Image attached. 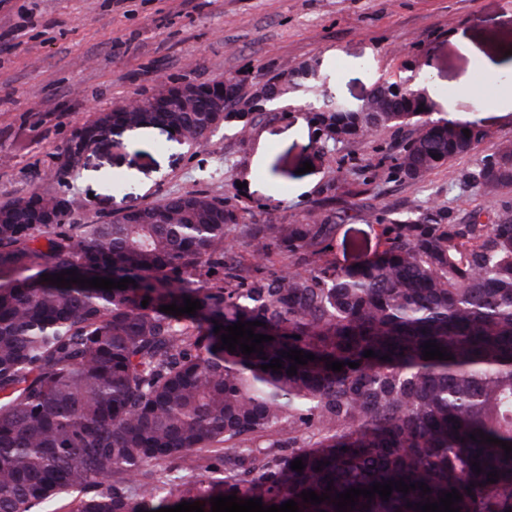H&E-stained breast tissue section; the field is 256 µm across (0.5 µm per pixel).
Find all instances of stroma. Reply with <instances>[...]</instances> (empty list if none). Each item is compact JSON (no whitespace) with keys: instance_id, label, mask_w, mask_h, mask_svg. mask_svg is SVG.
I'll return each instance as SVG.
<instances>
[{"instance_id":"35a3bbf8","label":"stroma","mask_w":512,"mask_h":512,"mask_svg":"<svg viewBox=\"0 0 512 512\" xmlns=\"http://www.w3.org/2000/svg\"><path fill=\"white\" fill-rule=\"evenodd\" d=\"M512 51V0H0V201L52 190L73 130L159 90V77L246 86L302 65L315 77L275 100L247 135L217 129L194 147L161 128L108 135L67 178L72 219L205 191L239 207V226L311 224L332 217L321 258L339 267L383 247L381 222L427 208L454 222L491 214L498 197L466 182L512 139V108L456 94L483 78L485 58ZM425 79L435 111L467 116L484 133L471 153L415 183L390 175L402 133L381 129L334 147L311 133L310 106L363 103L375 83ZM310 172H302L304 162ZM234 258L259 277L306 271L280 255L256 263L236 236Z\"/></svg>"}]
</instances>
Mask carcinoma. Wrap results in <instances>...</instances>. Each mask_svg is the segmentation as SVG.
<instances>
[{
    "instance_id": "cac0c4a2",
    "label": "carcinoma",
    "mask_w": 512,
    "mask_h": 512,
    "mask_svg": "<svg viewBox=\"0 0 512 512\" xmlns=\"http://www.w3.org/2000/svg\"><path fill=\"white\" fill-rule=\"evenodd\" d=\"M232 93L253 111L155 119L193 146L220 120L242 133L267 115L269 100L242 82ZM370 98L372 112L314 109L317 140L335 146L412 126L391 175L420 182L483 139L465 116L431 119L398 81L377 82ZM111 123L144 126L139 112H101L83 128L93 136ZM467 182L511 192L512 141L497 144ZM64 197L34 191L0 202V512H53L72 492L71 512H156L183 501L210 512V498L231 494L336 512L335 495L399 480L430 491L359 496L347 512H417L407 503L437 502L454 488L460 512H512V457L480 438L512 446L511 200L466 224L425 209L383 225V250L356 266L264 281L224 263L239 219L225 197L169 195L135 221L117 214L75 224L68 210L45 223ZM332 232L325 222L259 224L249 246L257 262L315 256ZM204 266L223 277L191 287ZM67 270L132 283L107 291L42 281ZM187 297L200 301L196 314L159 311ZM238 321H259L254 333L274 337L265 358L221 348ZM428 342L453 359H423ZM289 349L315 360L296 365L280 355ZM278 357L283 368L261 369ZM329 360L345 366L332 371ZM233 449L248 455L233 461ZM297 459L300 472L291 469ZM304 490L330 499L305 503Z\"/></svg>"
}]
</instances>
